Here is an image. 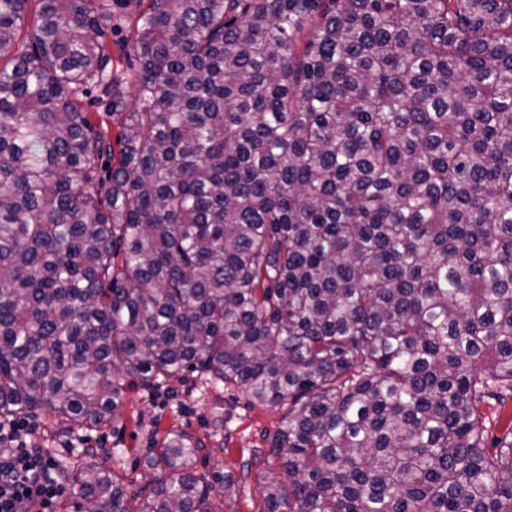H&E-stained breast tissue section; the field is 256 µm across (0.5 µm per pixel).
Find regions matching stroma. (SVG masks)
Here are the masks:
<instances>
[{
  "label": "stroma",
  "mask_w": 512,
  "mask_h": 512,
  "mask_svg": "<svg viewBox=\"0 0 512 512\" xmlns=\"http://www.w3.org/2000/svg\"><path fill=\"white\" fill-rule=\"evenodd\" d=\"M284 408L249 402L234 386L190 375L172 389L152 392L128 389L110 426L73 434L63 432L56 417L46 413L32 424L41 443L55 449L65 476H72L73 448L82 465H109L119 477L143 483L148 472L141 460L159 447L169 430H183L204 445L205 469L235 478V489L212 494L216 512H261L263 489L278 464L266 452L280 427Z\"/></svg>",
  "instance_id": "stroma-1"
}]
</instances>
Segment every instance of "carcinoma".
Masks as SVG:
<instances>
[{
	"label": "carcinoma",
	"mask_w": 512,
	"mask_h": 512,
	"mask_svg": "<svg viewBox=\"0 0 512 512\" xmlns=\"http://www.w3.org/2000/svg\"><path fill=\"white\" fill-rule=\"evenodd\" d=\"M36 2L0 0V418L198 372L287 406L263 512H512V0H148L131 108L132 0ZM201 450L77 512H213ZM84 107L87 109V112H91L96 124L99 123L101 117L107 122L110 137L114 141L115 136L121 130V127L115 117L108 116L106 114L107 99L102 97V93L99 89L91 88L89 90V92L84 96Z\"/></svg>",
	"instance_id": "cac0c4a2"
}]
</instances>
